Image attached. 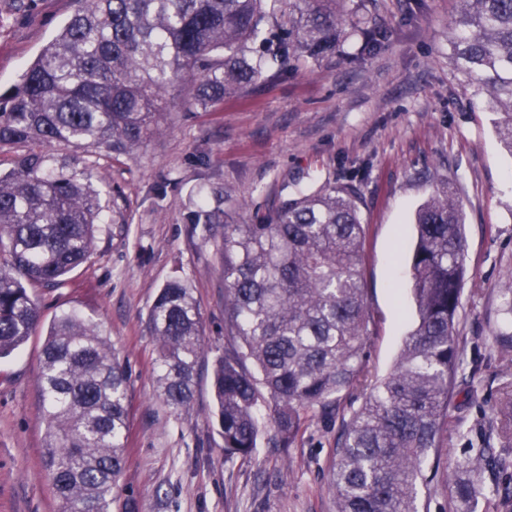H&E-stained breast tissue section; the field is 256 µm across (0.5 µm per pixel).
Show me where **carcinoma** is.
<instances>
[{"instance_id":"cac0c4a2","label":"carcinoma","mask_w":512,"mask_h":512,"mask_svg":"<svg viewBox=\"0 0 512 512\" xmlns=\"http://www.w3.org/2000/svg\"><path fill=\"white\" fill-rule=\"evenodd\" d=\"M55 38L0 95V145L31 143L0 174V360L41 324L23 281L66 284L94 245L100 194L49 152L55 142L131 155L166 124L168 88L183 83L187 112H213L291 66L336 54L344 38L336 0H76ZM453 63L498 110L512 154V0H459ZM358 53L387 39L361 21ZM353 181L282 202L255 224L224 225V318L234 343L213 361L215 417L224 456H251L266 411L283 448L336 395L361 384L371 340L363 283L364 224ZM191 224H216L195 205ZM409 265L417 321L393 371L345 422L332 463L338 512H419L425 463L448 425L460 366L456 317L464 289V214L449 185L415 218ZM157 344V394L189 410L204 355L203 319L181 279L148 313ZM46 475L61 512H111L126 459V367L96 324L71 309L48 325L40 373ZM507 460L470 448L448 478L459 508L503 495L483 475Z\"/></svg>"}]
</instances>
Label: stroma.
<instances>
[{"mask_svg": "<svg viewBox=\"0 0 512 512\" xmlns=\"http://www.w3.org/2000/svg\"><path fill=\"white\" fill-rule=\"evenodd\" d=\"M76 8L75 0H0V93L18 84ZM457 0H340L342 25L367 15L390 33L375 52L344 54L288 69L260 87L225 97L214 112H185L174 85L161 134L112 158L66 143L58 164L100 193L93 252L67 283H32L44 322L77 309L97 324L129 369L126 464L115 491L133 512H336L329 469L343 419L394 369L416 322L408 264L415 211L437 184L463 206L466 273L457 317V372L440 464L421 489L420 512H455L448 476L468 448H512L494 412L512 401V355L493 338L512 331L500 290L512 281V155L489 98L452 63L449 23ZM356 175L365 226L364 283L372 318L368 384L341 392L339 410L315 418L290 448L274 447L261 424L258 448L228 459L213 414L211 364L224 352V249L228 224ZM120 201H113V189ZM220 210L216 224H191L198 196ZM120 204L125 223L112 221ZM186 281L204 322L205 354L189 413L156 396V343L147 316L159 288ZM42 333L0 360V512H59L45 474L40 392Z\"/></svg>", "mask_w": 512, "mask_h": 512, "instance_id": "obj_1", "label": "stroma"}]
</instances>
